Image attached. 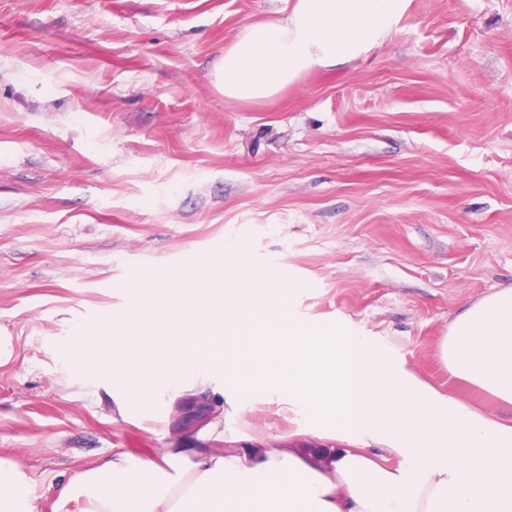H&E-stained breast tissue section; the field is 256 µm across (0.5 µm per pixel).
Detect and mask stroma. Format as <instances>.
<instances>
[{"label": "stroma", "instance_id": "1", "mask_svg": "<svg viewBox=\"0 0 512 512\" xmlns=\"http://www.w3.org/2000/svg\"><path fill=\"white\" fill-rule=\"evenodd\" d=\"M289 0H0V458L15 512H85L76 471L115 452L276 446L287 409L160 394L129 412L74 358L134 283L225 273L296 317L352 324L422 381L508 420L440 344L512 287V0H410L399 30L259 103L213 66Z\"/></svg>", "mask_w": 512, "mask_h": 512}]
</instances>
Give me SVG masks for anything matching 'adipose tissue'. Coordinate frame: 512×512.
I'll list each match as a JSON object with an SVG mask.
<instances>
[{
	"mask_svg": "<svg viewBox=\"0 0 512 512\" xmlns=\"http://www.w3.org/2000/svg\"><path fill=\"white\" fill-rule=\"evenodd\" d=\"M409 0H294L241 29L215 68L225 98L269 100L303 75L384 45ZM250 393L276 398L334 444L116 452L76 472L88 512H512V421L485 417L420 381L349 327L270 329ZM451 375L512 405V288L472 304L441 347ZM397 457L399 466L387 463ZM176 476L154 480L161 467Z\"/></svg>",
	"mask_w": 512,
	"mask_h": 512,
	"instance_id": "adipose-tissue-1",
	"label": "adipose tissue"
}]
</instances>
